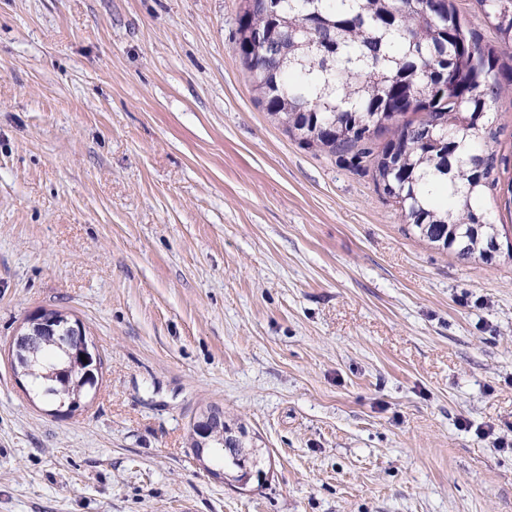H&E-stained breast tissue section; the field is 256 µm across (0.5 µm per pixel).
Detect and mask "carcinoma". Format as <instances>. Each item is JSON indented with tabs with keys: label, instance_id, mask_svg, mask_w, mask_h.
I'll return each instance as SVG.
<instances>
[{
	"label": "carcinoma",
	"instance_id": "1",
	"mask_svg": "<svg viewBox=\"0 0 512 512\" xmlns=\"http://www.w3.org/2000/svg\"><path fill=\"white\" fill-rule=\"evenodd\" d=\"M244 0L239 55L258 103L305 149L372 174L415 234L462 260L489 262L501 230L485 208L506 158L493 104L512 86V0H476L500 48L453 0ZM267 35L259 53L246 37ZM390 137L375 144L378 132ZM78 339L43 336L15 359L42 402L75 397Z\"/></svg>",
	"mask_w": 512,
	"mask_h": 512
}]
</instances>
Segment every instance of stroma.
<instances>
[{
	"mask_svg": "<svg viewBox=\"0 0 512 512\" xmlns=\"http://www.w3.org/2000/svg\"><path fill=\"white\" fill-rule=\"evenodd\" d=\"M241 4L0 0V512H512V259L289 137ZM41 308L104 362L67 417L11 367ZM210 404L261 486L196 460Z\"/></svg>",
	"mask_w": 512,
	"mask_h": 512,
	"instance_id": "35a3bbf8",
	"label": "stroma"
}]
</instances>
